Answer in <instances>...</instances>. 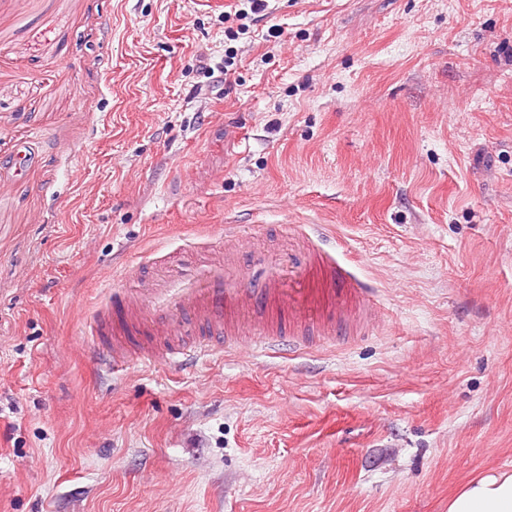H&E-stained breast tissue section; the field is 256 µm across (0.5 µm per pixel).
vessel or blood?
I'll return each mask as SVG.
<instances>
[{
    "mask_svg": "<svg viewBox=\"0 0 512 512\" xmlns=\"http://www.w3.org/2000/svg\"><path fill=\"white\" fill-rule=\"evenodd\" d=\"M266 259L261 250L247 261L218 250L210 259L183 257L163 264L161 274L130 280L113 291L111 306L95 312L99 363L116 373L135 360L185 370L243 341L299 349L344 330L368 332L374 289L311 235L257 277Z\"/></svg>",
    "mask_w": 512,
    "mask_h": 512,
    "instance_id": "1",
    "label": "vessel or blood"
}]
</instances>
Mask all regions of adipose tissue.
Segmentation results:
<instances>
[{
	"instance_id": "adipose-tissue-1",
	"label": "adipose tissue",
	"mask_w": 512,
	"mask_h": 512,
	"mask_svg": "<svg viewBox=\"0 0 512 512\" xmlns=\"http://www.w3.org/2000/svg\"><path fill=\"white\" fill-rule=\"evenodd\" d=\"M448 512H512V471L501 469L466 482L449 499Z\"/></svg>"
}]
</instances>
